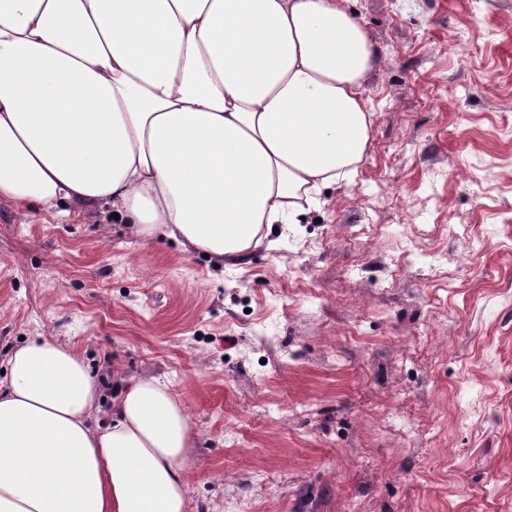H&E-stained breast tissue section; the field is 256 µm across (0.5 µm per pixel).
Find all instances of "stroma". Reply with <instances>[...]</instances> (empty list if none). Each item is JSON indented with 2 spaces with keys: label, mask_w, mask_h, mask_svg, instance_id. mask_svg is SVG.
I'll list each match as a JSON object with an SVG mask.
<instances>
[{
  "label": "stroma",
  "mask_w": 512,
  "mask_h": 512,
  "mask_svg": "<svg viewBox=\"0 0 512 512\" xmlns=\"http://www.w3.org/2000/svg\"><path fill=\"white\" fill-rule=\"evenodd\" d=\"M342 4L380 53L353 182L224 267L1 203L0 356L167 376L187 512H512V0Z\"/></svg>",
  "instance_id": "1"
}]
</instances>
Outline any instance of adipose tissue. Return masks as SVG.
<instances>
[{
    "label": "adipose tissue",
    "mask_w": 512,
    "mask_h": 512,
    "mask_svg": "<svg viewBox=\"0 0 512 512\" xmlns=\"http://www.w3.org/2000/svg\"><path fill=\"white\" fill-rule=\"evenodd\" d=\"M378 57L338 0H0V202L103 203L240 263L356 177ZM0 367V512H186L169 380H125L105 414L69 344Z\"/></svg>",
    "instance_id": "ef3b65f1"
}]
</instances>
